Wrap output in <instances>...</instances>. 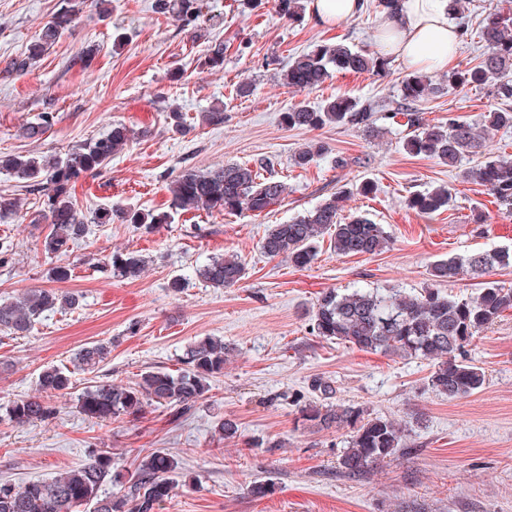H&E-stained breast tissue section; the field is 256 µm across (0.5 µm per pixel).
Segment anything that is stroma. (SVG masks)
Returning a JSON list of instances; mask_svg holds the SVG:
<instances>
[{
	"instance_id": "35a3bbf8",
	"label": "stroma",
	"mask_w": 512,
	"mask_h": 512,
	"mask_svg": "<svg viewBox=\"0 0 512 512\" xmlns=\"http://www.w3.org/2000/svg\"><path fill=\"white\" fill-rule=\"evenodd\" d=\"M59 0H0V153L61 155L76 142L126 124L129 144L94 177L79 181L74 199L90 211L101 204L140 209L167 205L171 174L227 163L269 161L288 187L281 207L268 215L188 212L174 223L141 233L128 224L93 227L69 256L71 279L48 277L55 261L37 246L49 231L38 196L0 173V195L18 197L20 211L0 223L16 253L0 267V302L33 288L74 292L77 308L44 314L29 336L0 333V407L37 392L39 372L71 366L91 342L110 346L94 371L74 373L75 388L52 398L55 418L18 427L0 417V481L48 480L83 463L90 449L108 448L119 466L142 451L162 448L181 461L173 497L160 512H512V310L466 348L484 368L485 389L451 400L428 386L432 367L400 356L366 353L312 336L309 323L320 292L332 288H422L432 262L452 254L512 249V210L492 203L484 187L467 178L479 156L451 168L409 154L405 130L378 121L377 135L352 127L290 130L282 112L302 102L316 107L349 95L382 112L400 102L401 80L412 70L390 61V73L334 75L320 87L296 92L278 73L289 57L321 42L341 41L377 51L378 0L335 27L316 26L310 14L282 18L273 0L246 8L239 0H200L203 18L223 17L212 29L227 50L220 68L204 66L205 43L156 12L154 0H112L109 14L84 5L74 26L27 74H8L12 58L34 40ZM123 42H116L117 34ZM252 84L240 97L241 80ZM491 86L445 88L418 102L427 122L480 121L500 107ZM224 111L219 126L200 115ZM186 113L176 131L172 109ZM55 123L39 141L21 127L42 112ZM318 144L322 154L305 168L295 153ZM347 158L339 169L336 156ZM371 182L370 194L352 195L348 214H364L385 226L390 248L374 256L339 257L321 246L311 267L298 270L265 255L269 225L302 214L344 184ZM445 185L448 209L426 218L405 199ZM486 221L477 225L475 213ZM139 251L148 261L140 278L119 280L96 272L95 263L118 250ZM242 257L247 274L232 288L207 286L198 268L224 253ZM185 287L170 290L172 277ZM222 337L233 347L231 362L211 378L191 416L172 419L147 410L100 422L80 412L77 398L93 382L134 383L152 368L178 369L195 341ZM334 381L336 403L373 416L407 420V446L366 473L347 476L337 461L350 428L321 431L299 419L297 404L312 399L314 377ZM232 418L239 440L213 438L215 424ZM274 483L273 494L252 496L253 481Z\"/></svg>"
}]
</instances>
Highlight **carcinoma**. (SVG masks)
I'll list each match as a JSON object with an SVG mask.
<instances>
[{"instance_id": "carcinoma-1", "label": "carcinoma", "mask_w": 512, "mask_h": 512, "mask_svg": "<svg viewBox=\"0 0 512 512\" xmlns=\"http://www.w3.org/2000/svg\"><path fill=\"white\" fill-rule=\"evenodd\" d=\"M84 0H60L51 19L37 38L10 62L11 71L24 75L69 30ZM158 12L169 16L181 29H198L199 0H156ZM277 12L293 21L305 12V0H275ZM475 34L485 51L479 62L448 77L450 85H491L494 96L512 101V17L489 14L472 32L461 27V35ZM204 64L224 65V43L208 45ZM389 74L388 62L371 53L356 50L343 42L320 43L296 55L281 73L282 84L296 91L312 90L335 74ZM442 83L427 75H410L401 81L400 108L379 116L372 108L350 97H336L321 107L298 103L282 113L289 129L318 130L328 125L348 126L373 133L380 119L394 123L404 120V145L415 156L433 158L453 168L476 152L490 133L512 128V107L496 108L482 115L478 123L450 120L445 126L431 125L416 109V103L439 92ZM54 113L43 112L38 121L27 124L24 137L39 140L54 124ZM131 139V130L114 123L105 134L81 141L64 156L0 155V171L22 183L26 190L42 192L43 216L50 231L41 242L42 252L56 258L67 257L74 244L84 239L91 224H111L119 220L150 233L160 224H170L179 212L207 211L238 215H260L281 205L287 193L285 182L264 175L260 164H224L205 170L185 169L171 178L167 206L146 211L106 205L86 215L76 204L72 188L82 177L93 175ZM467 176L485 187L498 205L512 207V157L486 156ZM371 184L362 182L355 190H341L323 199L312 209L283 224L271 225L261 249L270 258H282L289 265L305 269L318 255L317 244L326 237L330 250L339 257L379 254L390 247L391 236L384 225L363 214L343 215L344 202L357 192L367 194ZM452 192L445 186L414 193L405 205L426 217L448 208ZM146 258L133 250L115 252L96 264L100 273L137 278L144 272ZM512 266V250L493 249L465 256H449L433 262L430 283L420 290L392 288L330 289L318 297L313 307L310 334L337 341L361 351L398 354L425 360L433 370L429 387L450 400L468 397L483 390L486 374L465 357V347L481 330L512 309V287L484 281L480 292L470 299H456L440 289L463 272L475 279ZM246 267L236 254L215 257L199 270V277L213 288H230L245 278ZM79 297L53 289L29 290L11 302L0 303V331L15 337L30 334L37 320L52 310L72 309ZM109 354L104 343L81 347L74 366L93 371ZM232 349L224 339L205 336L193 343L181 358L182 367L147 370L131 384L98 382L86 387L77 403L79 410L101 421L122 416H141L154 405L167 409L175 419L193 412L207 390L209 378L224 372ZM38 394L18 398L6 408L8 420L18 426L45 421L55 414L48 398L73 387L72 371L65 366L47 367L38 376ZM317 398L304 402L298 412L303 422L320 430L352 428L348 446L340 456V470L348 476L364 473L369 467L393 456L405 447L409 424L387 416L370 417L357 406L331 402L336 394L333 381L316 377L311 383ZM214 434L220 441L241 436L232 418L217 422ZM108 450H96L89 459L48 481L21 485L0 482V512H77L93 504L94 512H156L171 498L180 475V462L162 448L140 455L125 471L114 469ZM118 491L102 492L106 485Z\"/></svg>"}]
</instances>
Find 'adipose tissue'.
<instances>
[{"mask_svg":"<svg viewBox=\"0 0 512 512\" xmlns=\"http://www.w3.org/2000/svg\"><path fill=\"white\" fill-rule=\"evenodd\" d=\"M449 5L450 0H395L376 21L379 48L414 69H446L459 40Z\"/></svg>","mask_w":512,"mask_h":512,"instance_id":"obj_1","label":"adipose tissue"}]
</instances>
